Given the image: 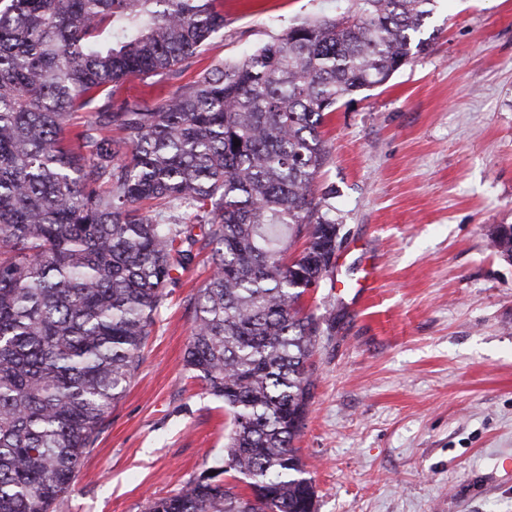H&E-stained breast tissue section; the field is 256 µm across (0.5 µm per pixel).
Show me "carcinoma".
<instances>
[{
	"label": "carcinoma",
	"mask_w": 512,
	"mask_h": 512,
	"mask_svg": "<svg viewBox=\"0 0 512 512\" xmlns=\"http://www.w3.org/2000/svg\"><path fill=\"white\" fill-rule=\"evenodd\" d=\"M432 2L355 0L147 98L115 86L176 74L221 0H0V512H54L203 253L184 362L230 415L224 465L148 512H315L295 441L327 322L302 297L340 231L322 127L424 50ZM492 247L512 259V231Z\"/></svg>",
	"instance_id": "cac0c4a2"
}]
</instances>
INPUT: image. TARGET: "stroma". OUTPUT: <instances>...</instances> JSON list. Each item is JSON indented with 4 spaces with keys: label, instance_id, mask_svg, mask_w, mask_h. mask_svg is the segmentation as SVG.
Here are the masks:
<instances>
[{
    "label": "stroma",
    "instance_id": "stroma-1",
    "mask_svg": "<svg viewBox=\"0 0 512 512\" xmlns=\"http://www.w3.org/2000/svg\"><path fill=\"white\" fill-rule=\"evenodd\" d=\"M350 0H224V28L172 78H127L163 96ZM426 51L341 100L324 127L321 187L342 242L334 280L305 297L329 317L296 445L316 512H512V262L491 235L512 224V0H434ZM181 275L57 512H146L221 462L230 417L188 371Z\"/></svg>",
    "mask_w": 512,
    "mask_h": 512
}]
</instances>
